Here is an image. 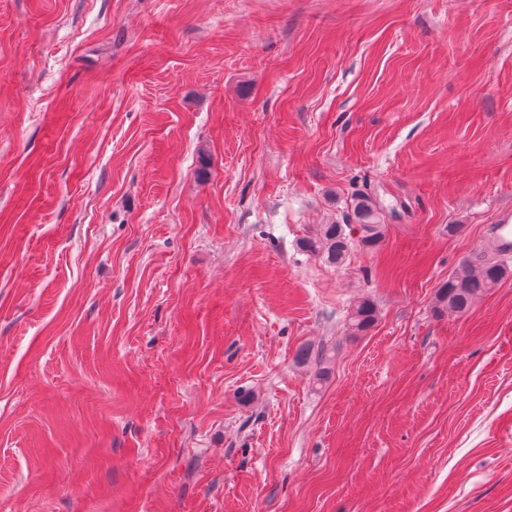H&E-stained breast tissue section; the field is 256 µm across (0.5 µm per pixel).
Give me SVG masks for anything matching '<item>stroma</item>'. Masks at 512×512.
Instances as JSON below:
<instances>
[{"label":"stroma","instance_id":"obj_1","mask_svg":"<svg viewBox=\"0 0 512 512\" xmlns=\"http://www.w3.org/2000/svg\"><path fill=\"white\" fill-rule=\"evenodd\" d=\"M509 211L512 0H0V512H512ZM350 216L346 224H320L312 236L301 241L303 251L321 256L329 264L341 266L353 245L351 240L356 228L363 230L356 237L359 246L369 251L377 249L385 238L387 227L372 200L369 197L357 198ZM509 275L511 267L497 253L470 256L449 274L448 281L438 289L436 312H467L477 300L497 288ZM377 307L370 300H362L347 315V327L351 334L368 331L377 321Z\"/></svg>","mask_w":512,"mask_h":512}]
</instances>
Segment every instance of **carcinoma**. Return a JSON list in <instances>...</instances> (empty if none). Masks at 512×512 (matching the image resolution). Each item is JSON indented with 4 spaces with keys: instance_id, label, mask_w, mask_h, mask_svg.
<instances>
[{
    "instance_id": "obj_1",
    "label": "carcinoma",
    "mask_w": 512,
    "mask_h": 512,
    "mask_svg": "<svg viewBox=\"0 0 512 512\" xmlns=\"http://www.w3.org/2000/svg\"><path fill=\"white\" fill-rule=\"evenodd\" d=\"M357 228L362 229V234L355 238L353 230ZM385 235L386 224L379 209L370 198L359 197L346 223L319 225L313 235L301 241V248L332 265L341 266L353 245L352 239H357L360 247L371 251L379 247ZM511 274L512 267L498 254L470 256L448 275V281L438 289L436 312H467L477 300L498 287ZM376 321L377 307L369 300L356 304L347 315L348 330L354 335L368 331Z\"/></svg>"
}]
</instances>
